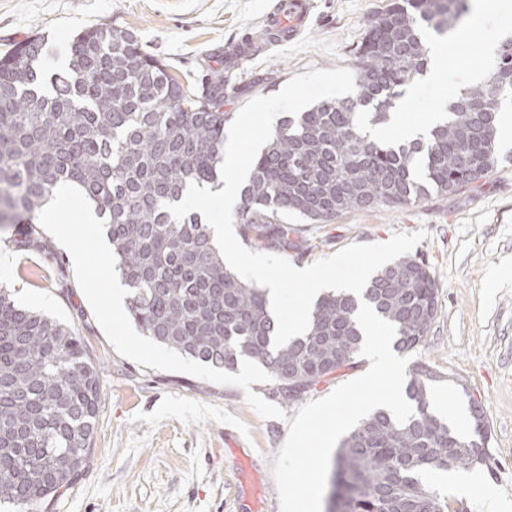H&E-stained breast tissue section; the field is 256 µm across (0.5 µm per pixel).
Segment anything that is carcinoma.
<instances>
[{
    "instance_id": "carcinoma-1",
    "label": "carcinoma",
    "mask_w": 512,
    "mask_h": 512,
    "mask_svg": "<svg viewBox=\"0 0 512 512\" xmlns=\"http://www.w3.org/2000/svg\"><path fill=\"white\" fill-rule=\"evenodd\" d=\"M468 0H393L358 48L356 97L324 100L280 119L257 155L235 212L251 247L296 250L300 229L285 218L326 224L353 210L402 206L429 192L452 194L497 168L498 112L512 94V38L484 82L466 88L425 138L376 141L366 123L387 120L401 89L428 64L423 32L456 28ZM40 36L0 56V229L23 252L48 249L36 221L64 184L78 187L105 222L127 310L156 343L203 364L263 366L287 402L357 364L356 314L366 301L396 328L395 347L420 345L437 312L436 280L403 255L378 270L362 296L323 294L301 337L276 348L265 291L227 268L199 212L177 220L165 208L189 184L216 189L224 159V91L217 71L185 91L171 65L137 36L96 25L69 44L67 66L42 86ZM430 366L411 367L412 417L377 408L341 441L328 512H449L423 477L477 465L488 435L457 436L433 410ZM100 380L80 337L18 307L0 289V506L39 512L84 472L99 410Z\"/></svg>"
}]
</instances>
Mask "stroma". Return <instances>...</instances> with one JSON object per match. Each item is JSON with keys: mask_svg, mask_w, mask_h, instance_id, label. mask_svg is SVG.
Listing matches in <instances>:
<instances>
[{"mask_svg": "<svg viewBox=\"0 0 512 512\" xmlns=\"http://www.w3.org/2000/svg\"><path fill=\"white\" fill-rule=\"evenodd\" d=\"M278 0H0V53L36 35L65 67L73 35L93 25L133 31L144 52L173 66L194 90L213 71L228 80L224 110L237 116L258 96L277 93L294 75L314 69L353 68L369 22L391 0H317L314 19L296 41L228 65L244 33L258 29ZM512 29V15L490 20L467 13L457 38L445 45L447 66L436 80L407 84L401 122L420 127L431 112L454 100L469 70H488L484 51L492 33ZM500 163L482 180L452 195L430 193L400 207L345 213L329 224L301 227L299 249L284 259L306 267L353 243H382L398 232L426 230L413 249L437 283V313L411 361L441 375L434 401L468 408L487 422L490 460L478 483L438 484L452 512H483L496 497L512 512V127L499 130ZM42 253L13 250L0 232V254L13 263L0 286L17 303L72 327L100 366V401L90 462L75 485L41 512H280L271 473L298 403H285L275 381L252 384L282 407L265 419L243 391L194 376L158 371L122 357L96 322L79 287L70 253L47 237Z\"/></svg>", "mask_w": 512, "mask_h": 512, "instance_id": "stroma-1", "label": "stroma"}]
</instances>
